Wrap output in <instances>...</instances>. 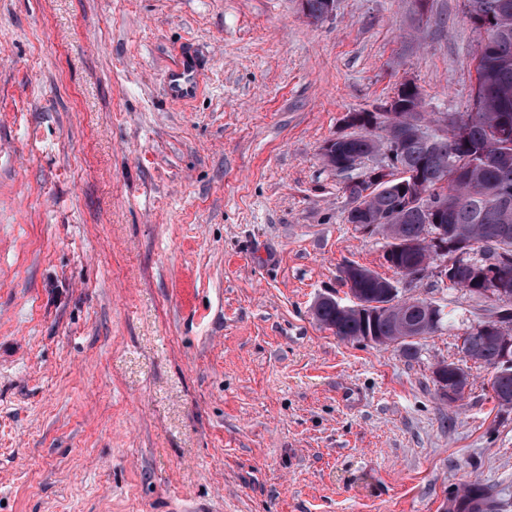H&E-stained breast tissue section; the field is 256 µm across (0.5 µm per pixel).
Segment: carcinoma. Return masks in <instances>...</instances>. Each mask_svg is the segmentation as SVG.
Listing matches in <instances>:
<instances>
[{
    "label": "carcinoma",
    "mask_w": 512,
    "mask_h": 512,
    "mask_svg": "<svg viewBox=\"0 0 512 512\" xmlns=\"http://www.w3.org/2000/svg\"><path fill=\"white\" fill-rule=\"evenodd\" d=\"M465 10L470 22L487 32L476 56L471 110L454 113L456 126L451 130L424 139L411 133L408 118L419 114L426 119L433 113L402 88L393 125L379 130L359 127L336 142L324 161L346 175L344 191L349 197L366 193L365 207L350 209L347 223L373 224L375 234L423 246L417 252L386 255L391 268L407 277L420 276L430 237L442 230L448 240L467 247L466 256L448 268L450 288L477 297L488 283L478 270L512 279V0H465ZM381 150L391 153L390 179L376 185L355 182L350 163ZM409 188L427 194L429 207L409 205ZM349 268L360 278L361 300L389 303L383 294L391 280L358 264L351 263ZM430 305L418 298L407 308V321L417 336L432 335L444 325L442 320L431 323ZM400 313L398 301L365 315L338 302L317 301L312 308L315 320L342 340L365 342L369 336H382L410 354L413 342L398 341L404 335ZM496 316L492 309L487 319L470 327L463 348L491 374L494 398L508 408L512 406V367L501 370L500 344L483 332ZM451 502H460L471 512L496 510L489 489L480 483L466 485Z\"/></svg>",
    "instance_id": "cac0c4a2"
}]
</instances>
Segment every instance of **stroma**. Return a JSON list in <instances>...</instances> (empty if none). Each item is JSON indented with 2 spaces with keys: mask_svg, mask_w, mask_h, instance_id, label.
<instances>
[{
  "mask_svg": "<svg viewBox=\"0 0 512 512\" xmlns=\"http://www.w3.org/2000/svg\"><path fill=\"white\" fill-rule=\"evenodd\" d=\"M484 39L464 0H0V512H512V409L433 377L487 302L395 276L322 158L407 79L466 111ZM350 262L449 328L337 338ZM202 68L197 59L183 51L176 55L167 74L169 97L175 102H187L194 98L199 90ZM460 502L466 505V509L471 511L464 512H494L496 504L489 489L480 483L466 485L461 493H457L450 500V503Z\"/></svg>",
  "mask_w": 512,
  "mask_h": 512,
  "instance_id": "stroma-1",
  "label": "stroma"
}]
</instances>
